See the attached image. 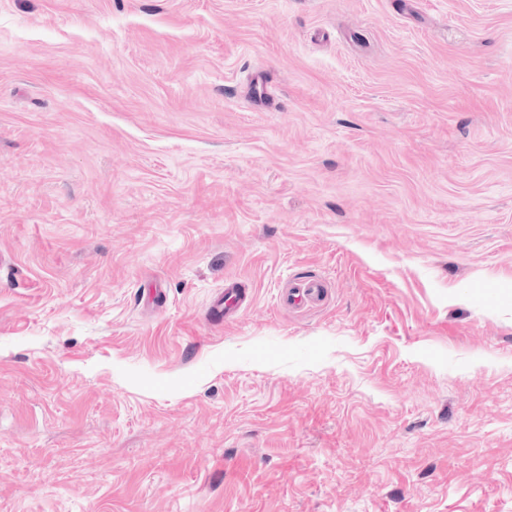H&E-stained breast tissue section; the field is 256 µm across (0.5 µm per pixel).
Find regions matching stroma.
Listing matches in <instances>:
<instances>
[{
    "mask_svg": "<svg viewBox=\"0 0 512 512\" xmlns=\"http://www.w3.org/2000/svg\"><path fill=\"white\" fill-rule=\"evenodd\" d=\"M0 512H512V0H0ZM248 296L245 290L239 288L235 281L224 283V290L214 301L213 307L218 311H224V316H232L246 302Z\"/></svg>",
    "mask_w": 512,
    "mask_h": 512,
    "instance_id": "1",
    "label": "stroma"
}]
</instances>
